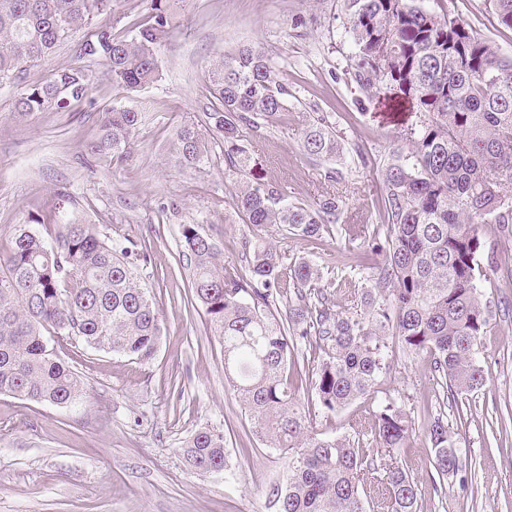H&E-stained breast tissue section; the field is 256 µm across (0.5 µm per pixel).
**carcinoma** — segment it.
Returning <instances> with one entry per match:
<instances>
[{"instance_id":"obj_1","label":"carcinoma","mask_w":512,"mask_h":512,"mask_svg":"<svg viewBox=\"0 0 512 512\" xmlns=\"http://www.w3.org/2000/svg\"><path fill=\"white\" fill-rule=\"evenodd\" d=\"M172 2L152 0L145 22L116 35L114 0H0V86L21 81L32 63L92 23L82 55L100 61L119 87L153 83L160 77L159 48L173 28ZM486 2L497 24L512 30V0ZM344 9L354 81L365 97L403 95L416 100L421 115L419 128L382 166L386 234L363 253L379 257L375 288L362 296L364 312L334 311L318 287V266L284 265L262 235L282 226L293 236L320 238L344 211L339 196L302 205L271 184L245 181L235 204L256 229L248 276L218 263L214 242L193 224L183 228L182 261L192 273L194 299L224 344V377L252 432L288 458L286 482L276 492L279 512H417L415 482L398 462L412 431L404 410L382 402L367 427L312 436L286 367L300 344L311 348L309 386L330 412L375 391L391 337L433 355V370L452 395L482 386L480 338L492 310L478 288V228L512 237V56L450 11L433 12L417 0H344ZM91 83L85 66L58 69L20 93L15 112L67 110L87 97ZM206 87V126L219 152L211 153L196 126L184 125L175 137L178 163L200 168L221 157L228 171L243 176L257 166L244 131L277 121L287 110L288 87L256 48L215 63ZM138 122L139 113L125 107L102 112L91 152H124ZM301 148L332 156L335 131L324 121L313 124ZM37 223L14 225L0 259V395L67 407L85 383L46 335L62 346L146 360L157 348L160 317L137 271L145 255L135 241L82 221L57 224L46 237ZM367 432L380 449L375 458L359 448ZM427 438L435 471L457 474L462 451L441 418L430 422ZM181 452L200 473L227 465L224 433L214 428L196 430Z\"/></svg>"}]
</instances>
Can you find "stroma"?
Here are the masks:
<instances>
[{
  "mask_svg": "<svg viewBox=\"0 0 512 512\" xmlns=\"http://www.w3.org/2000/svg\"><path fill=\"white\" fill-rule=\"evenodd\" d=\"M445 6L474 34L512 55V30L500 27L485 0H423ZM90 27L79 28L45 60L30 66L25 81L80 64L79 46ZM260 47L290 91L281 121L250 133L248 147L266 182L291 202L315 204L341 196L339 223L318 239L278 227L268 236L285 263L314 262L320 285L337 311H352L356 293L370 288L358 269L362 238L383 229L381 165L419 115L412 104L393 108L369 102L352 78V41L343 0H176L174 31L158 53L160 79L136 90L115 85L105 67L93 65L88 100L69 110L18 116L19 86H0V247L14 225L40 215L57 221L87 218L101 232L126 235L147 256L141 268L161 333L154 356L140 361L82 347L60 356L80 375L86 392L58 407L0 395V512H277L275 492L288 462L251 431L224 380V346L213 336L201 306L192 304L190 271L180 264L183 225L209 235L226 267L245 271V244L253 228L235 206L239 176L214 165L179 166L176 130L203 126L205 79L211 64L240 48ZM127 107L141 119L126 153L105 159L89 146L101 112ZM333 128L336 158L304 155L303 134L317 118ZM342 172L332 182L328 172ZM481 262L498 272L480 280L493 318L481 338L482 388L455 401L444 399L432 358L391 341L390 369L375 393L327 413L304 383L313 362L301 349L288 362L315 434L350 433L355 419L385 398L412 422L400 458L418 489V512H512V238L481 227ZM443 417L454 432L465 465L439 477L430 463L426 428ZM224 434L227 466L201 474L181 449L198 428Z\"/></svg>",
  "mask_w": 512,
  "mask_h": 512,
  "instance_id": "35a3bbf8",
  "label": "stroma"
}]
</instances>
